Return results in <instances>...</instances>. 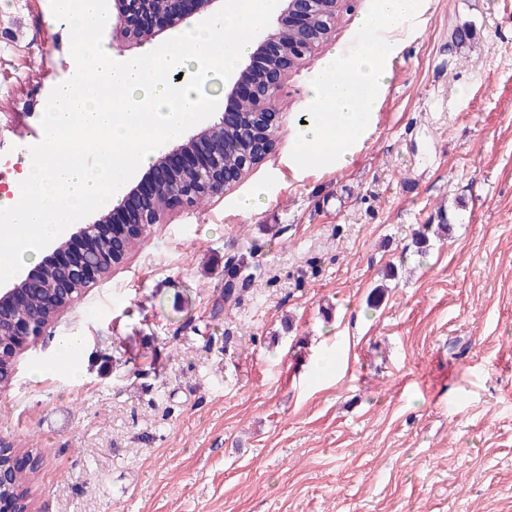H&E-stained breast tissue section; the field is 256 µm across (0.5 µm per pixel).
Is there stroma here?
<instances>
[{
    "mask_svg": "<svg viewBox=\"0 0 512 512\" xmlns=\"http://www.w3.org/2000/svg\"><path fill=\"white\" fill-rule=\"evenodd\" d=\"M375 7L288 72L243 180L163 213L21 355L0 436L42 457L33 512H512V0H418L349 163L297 161L321 56ZM75 69L51 0H0V152L29 159ZM83 350V339L80 336H70L57 345L59 358H68L74 373L78 372L79 358Z\"/></svg>",
    "mask_w": 512,
    "mask_h": 512,
    "instance_id": "35a3bbf8",
    "label": "stroma"
}]
</instances>
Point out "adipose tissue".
Returning <instances> with one entry per match:
<instances>
[{
    "label": "adipose tissue",
    "instance_id": "ef3b65f1",
    "mask_svg": "<svg viewBox=\"0 0 512 512\" xmlns=\"http://www.w3.org/2000/svg\"><path fill=\"white\" fill-rule=\"evenodd\" d=\"M415 13L416 0H378L377 11L360 20L369 35L365 44L353 55L332 53L320 62V76L310 87L315 118L299 126L294 141L298 159L348 162L350 146L363 134L386 78L388 43L372 34L398 30Z\"/></svg>",
    "mask_w": 512,
    "mask_h": 512
}]
</instances>
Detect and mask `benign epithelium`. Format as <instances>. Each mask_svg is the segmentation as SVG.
<instances>
[{
	"label": "benign epithelium",
	"instance_id": "7a95c632",
	"mask_svg": "<svg viewBox=\"0 0 512 512\" xmlns=\"http://www.w3.org/2000/svg\"><path fill=\"white\" fill-rule=\"evenodd\" d=\"M131 0H112V15L115 18L112 43L120 52L131 47L144 45L158 36L167 35L181 28L188 20L203 15L214 14L215 5L221 0H138L141 12H148L161 21L157 27H134L129 23ZM321 0H279V14L276 22L262 30L254 39L253 52L258 53L269 44L276 45L274 54L268 57L264 69L256 74L245 60L235 71L234 78L224 91V99L241 101L256 100L265 104V115L260 119L258 129L253 132L254 146L263 155L274 146V132L278 128V98L284 80L290 69L291 55L288 48L278 45V33L287 17L297 21H307L313 17L315 5ZM242 127V114L234 111L229 115L224 111L216 113L214 119L202 126L195 134L184 141L169 142L156 151V157L142 175L127 189L117 193L108 210L98 212L96 224H109L114 213L126 215L127 231L131 236L143 234L147 227L158 223L160 214L153 203L163 191L175 186L178 175L194 171L207 177L215 163L224 159V130ZM239 177H232L219 170L208 184L209 194H224V188L235 183ZM79 237L84 245L79 250L70 249L72 238ZM89 230L82 228L77 233L59 240L52 253L45 258L44 264L70 267L74 257L86 252L89 245ZM41 268L19 278L12 287L0 290V307L21 305L26 300L27 289L39 286ZM45 328L19 323L13 328L17 345L28 346ZM0 448L11 449L12 469H27L36 464V457L27 450L13 447L10 442L0 439Z\"/></svg>",
	"mask_w": 512,
	"mask_h": 512
}]
</instances>
